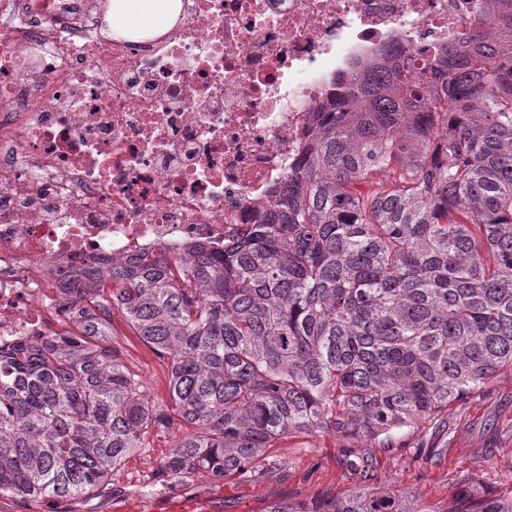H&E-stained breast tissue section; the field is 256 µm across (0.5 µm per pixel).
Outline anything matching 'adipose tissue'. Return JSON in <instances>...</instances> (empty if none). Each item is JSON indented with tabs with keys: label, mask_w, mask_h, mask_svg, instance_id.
<instances>
[{
	"label": "adipose tissue",
	"mask_w": 512,
	"mask_h": 512,
	"mask_svg": "<svg viewBox=\"0 0 512 512\" xmlns=\"http://www.w3.org/2000/svg\"><path fill=\"white\" fill-rule=\"evenodd\" d=\"M181 0H110L106 22L116 38L153 39L173 25Z\"/></svg>",
	"instance_id": "1"
}]
</instances>
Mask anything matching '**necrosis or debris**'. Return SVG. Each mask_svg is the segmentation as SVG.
Masks as SVG:
<instances>
[{
  "label": "necrosis or debris",
  "instance_id": "necrosis-or-debris-1",
  "mask_svg": "<svg viewBox=\"0 0 512 512\" xmlns=\"http://www.w3.org/2000/svg\"><path fill=\"white\" fill-rule=\"evenodd\" d=\"M487 0H183L150 41L102 0H0V345L56 335L89 259L222 248L361 67L467 33Z\"/></svg>",
  "mask_w": 512,
  "mask_h": 512
}]
</instances>
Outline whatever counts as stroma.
<instances>
[{
    "mask_svg": "<svg viewBox=\"0 0 512 512\" xmlns=\"http://www.w3.org/2000/svg\"><path fill=\"white\" fill-rule=\"evenodd\" d=\"M111 343L119 347L147 396L167 401L169 359L142 343L120 312L112 314ZM179 429L151 432L113 474L117 494L83 500L44 498L23 502L0 497V512H267L283 500L344 496L353 487L342 456L345 443L331 434L295 435L269 449L279 471L262 478L217 481L203 472L191 474L175 489L157 486L155 473L171 452ZM380 489L416 492L435 508L454 500L463 488L480 494L512 491V371H502L490 391L472 399L450 420L443 443L433 448L375 449Z\"/></svg>",
    "mask_w": 512,
    "mask_h": 512,
    "instance_id": "stroma-1",
    "label": "stroma"
}]
</instances>
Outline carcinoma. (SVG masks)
Listing matches in <instances>:
<instances>
[{
    "instance_id": "cac0c4a2",
    "label": "carcinoma",
    "mask_w": 512,
    "mask_h": 512,
    "mask_svg": "<svg viewBox=\"0 0 512 512\" xmlns=\"http://www.w3.org/2000/svg\"><path fill=\"white\" fill-rule=\"evenodd\" d=\"M320 111L263 223L222 251L96 260L67 288L62 334L0 347V496L87 495L177 420L166 488L261 477L297 433L404 448L512 369V0ZM115 309L169 356L168 403L109 345ZM344 453L346 496L268 512H512V494L431 511L374 492L371 454Z\"/></svg>"
}]
</instances>
